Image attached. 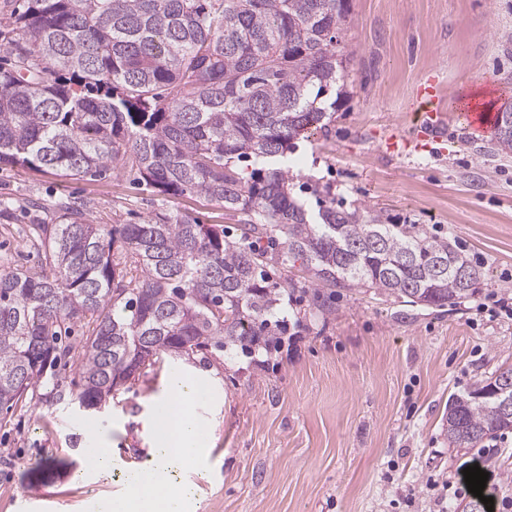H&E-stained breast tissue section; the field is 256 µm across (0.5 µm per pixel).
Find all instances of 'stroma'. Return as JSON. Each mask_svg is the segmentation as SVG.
I'll use <instances>...</instances> for the list:
<instances>
[{"label": "stroma", "instance_id": "35a3bbf8", "mask_svg": "<svg viewBox=\"0 0 512 512\" xmlns=\"http://www.w3.org/2000/svg\"><path fill=\"white\" fill-rule=\"evenodd\" d=\"M512 0H350L343 35L354 55L349 94H325L336 110L324 129L288 156L293 189L310 212L342 208L383 214L447 240L479 267L475 295L443 309L408 306L364 288L314 300L299 281L282 308L288 334L274 353L206 351L145 366L105 408L47 406L27 394L0 410V512H21L20 493L43 488L55 512H100L122 470L150 456L148 426L169 374L182 366L218 378L220 413L194 406L210 433V468L189 470V512H464V468L488 472L493 512H512V432L473 448L445 434L450 395L512 368V315L478 305L512 290V155L487 149L493 133L471 131L463 101L512 103ZM443 82L456 118L440 142L398 156L385 141L416 139L419 87ZM94 224H141L158 214L233 226L236 212L196 194L144 189L127 170L73 180L59 172L0 165V271L38 270L43 251L29 228L64 204ZM120 471L84 484L72 475L95 443Z\"/></svg>", "mask_w": 512, "mask_h": 512}]
</instances>
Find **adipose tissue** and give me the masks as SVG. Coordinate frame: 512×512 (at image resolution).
<instances>
[{
	"label": "adipose tissue",
	"instance_id": "ef3b65f1",
	"mask_svg": "<svg viewBox=\"0 0 512 512\" xmlns=\"http://www.w3.org/2000/svg\"><path fill=\"white\" fill-rule=\"evenodd\" d=\"M212 390L206 378L188 370L168 376L158 402L164 418L151 423L153 453L137 470L125 473V494L107 503L108 512H185L192 491L175 481L174 469L199 462L205 455V425L189 405Z\"/></svg>",
	"mask_w": 512,
	"mask_h": 512
}]
</instances>
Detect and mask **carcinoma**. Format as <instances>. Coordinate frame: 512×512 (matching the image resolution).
<instances>
[{"instance_id":"cac0c4a2","label":"carcinoma","mask_w":512,"mask_h":512,"mask_svg":"<svg viewBox=\"0 0 512 512\" xmlns=\"http://www.w3.org/2000/svg\"><path fill=\"white\" fill-rule=\"evenodd\" d=\"M349 14V0H27L0 65V164L72 178L121 164L240 224L234 235L158 216L108 230L62 206L60 223L32 225L45 266L0 272V409L41 386L69 353L62 335L86 319L79 380L42 394L49 406L98 410L164 354L278 346L277 311L297 283L270 270L290 262L318 295L373 288L432 308L474 295L482 272L448 242L333 200L313 224L293 192L288 152L326 117L321 95L352 83ZM494 146L512 154V103ZM492 387L512 397V368L449 397L450 446L512 430Z\"/></svg>"}]
</instances>
